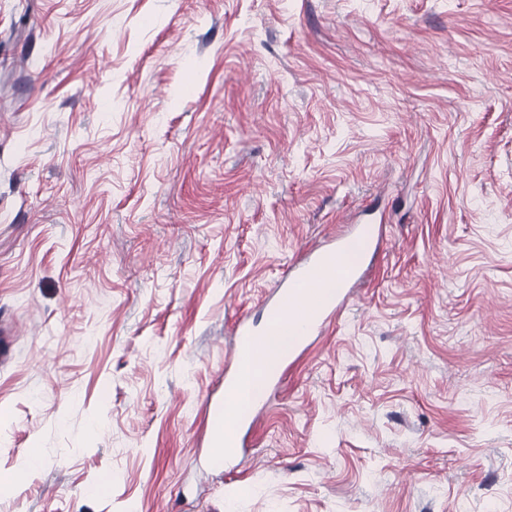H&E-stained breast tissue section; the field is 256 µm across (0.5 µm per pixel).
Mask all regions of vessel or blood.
<instances>
[{"instance_id":"vessel-or-blood-1","label":"vessel or blood","mask_w":512,"mask_h":512,"mask_svg":"<svg viewBox=\"0 0 512 512\" xmlns=\"http://www.w3.org/2000/svg\"><path fill=\"white\" fill-rule=\"evenodd\" d=\"M382 235L383 230L379 226L354 224L347 233L330 237L319 246L306 250L284 272L277 286L275 300L265 303L268 325L288 324L298 303L297 290L317 288L326 281L332 284L335 294L319 305L307 328L308 336L321 335L326 326L338 318L345 304L353 299L357 285L367 275L363 266L348 267L342 264L341 256L355 243L372 248ZM234 334V364L224 370V387L228 390L238 382V365L243 358L259 359L261 351V331L247 318L236 321Z\"/></svg>"}]
</instances>
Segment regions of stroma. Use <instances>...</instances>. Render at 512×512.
Here are the masks:
<instances>
[{"label":"stroma","mask_w":512,"mask_h":512,"mask_svg":"<svg viewBox=\"0 0 512 512\" xmlns=\"http://www.w3.org/2000/svg\"><path fill=\"white\" fill-rule=\"evenodd\" d=\"M0 512H512V0H0ZM359 298L205 464L233 325ZM382 235L381 226L352 224L347 233L332 236L319 246L307 249L282 275L275 300L264 304L267 324H288L293 316V307L300 302L296 297L297 288H319L320 296L336 288L334 296L318 306L302 341L321 335L326 326L338 318L345 304L354 298L355 288L367 275L363 265L347 267L342 264L339 261L341 256L353 243L369 251ZM325 281L333 288H320ZM40 457L38 452L32 451L28 455L26 461L21 466L17 467L8 474L0 476L1 487H7L11 490L17 491L21 489L27 479L28 472L31 468L35 467L39 463Z\"/></svg>","instance_id":"1"}]
</instances>
